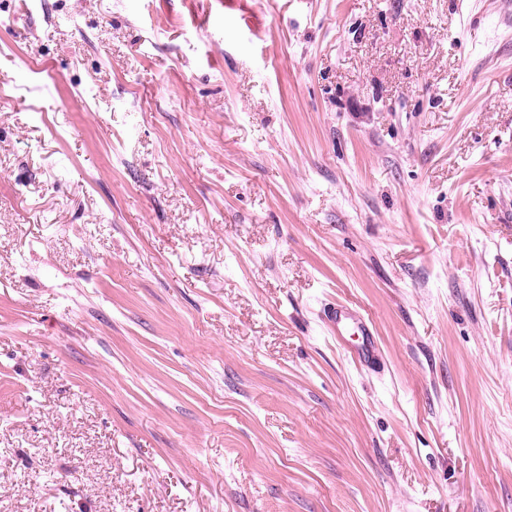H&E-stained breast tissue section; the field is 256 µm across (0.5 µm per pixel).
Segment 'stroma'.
<instances>
[{"label":"stroma","mask_w":512,"mask_h":512,"mask_svg":"<svg viewBox=\"0 0 512 512\" xmlns=\"http://www.w3.org/2000/svg\"><path fill=\"white\" fill-rule=\"evenodd\" d=\"M0 512H512V0H0ZM323 322L336 334L345 336L349 330L358 336L355 358L359 364L373 366L379 359V348L374 338V326L370 318L355 307L340 303L323 310Z\"/></svg>","instance_id":"obj_1"}]
</instances>
